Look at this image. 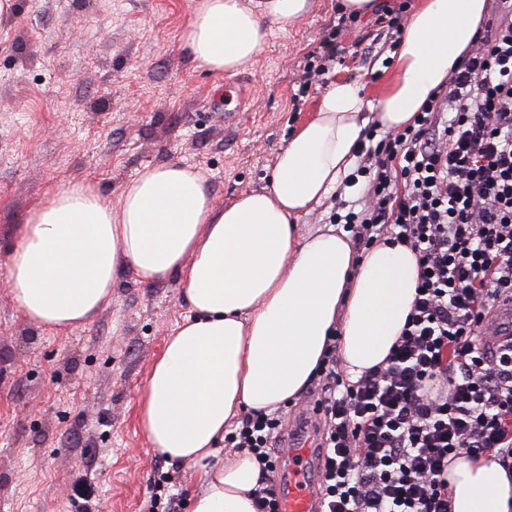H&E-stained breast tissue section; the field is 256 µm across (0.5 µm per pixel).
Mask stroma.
Returning a JSON list of instances; mask_svg holds the SVG:
<instances>
[{
	"label": "stroma",
	"instance_id": "stroma-1",
	"mask_svg": "<svg viewBox=\"0 0 512 512\" xmlns=\"http://www.w3.org/2000/svg\"><path fill=\"white\" fill-rule=\"evenodd\" d=\"M196 0H14L0 16V512H79L75 482L100 512H144L156 469L176 472L190 499L192 468L155 452L139 396L168 336L192 311L178 277L140 282L126 271L110 304L72 329L37 327L6 286L27 216L84 183L117 205L146 165L203 173L217 206L266 187L276 156L310 119L322 85L300 90L305 64L364 85L392 76L394 48L374 17L349 23L343 52L321 41L341 0H312L295 22L267 28L252 64L224 77L184 43Z\"/></svg>",
	"mask_w": 512,
	"mask_h": 512
}]
</instances>
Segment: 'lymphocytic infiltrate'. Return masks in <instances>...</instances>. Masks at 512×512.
Returning <instances> with one entry per match:
<instances>
[{"mask_svg":"<svg viewBox=\"0 0 512 512\" xmlns=\"http://www.w3.org/2000/svg\"><path fill=\"white\" fill-rule=\"evenodd\" d=\"M345 187L361 209L333 206L355 249L415 254L410 314L383 364L357 381L329 337L317 371L323 512H451L448 467L494 457L512 470V335L480 339L512 302V14L485 23L412 123L366 133ZM281 410L253 411L224 437L262 477L256 512H276Z\"/></svg>","mask_w":512,"mask_h":512,"instance_id":"obj_1","label":"lymphocytic infiltrate"}]
</instances>
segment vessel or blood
<instances>
[{
  "label": "vessel or blood",
  "mask_w": 512,
  "mask_h": 512,
  "mask_svg": "<svg viewBox=\"0 0 512 512\" xmlns=\"http://www.w3.org/2000/svg\"><path fill=\"white\" fill-rule=\"evenodd\" d=\"M512 333V303L499 306L482 333L483 342L494 344ZM285 465L276 474L279 512H320L314 475L321 467L320 449L302 439L283 453Z\"/></svg>",
  "instance_id": "1"
}]
</instances>
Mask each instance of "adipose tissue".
Wrapping results in <instances>:
<instances>
[{
	"label": "adipose tissue",
	"instance_id": "1",
	"mask_svg": "<svg viewBox=\"0 0 512 512\" xmlns=\"http://www.w3.org/2000/svg\"><path fill=\"white\" fill-rule=\"evenodd\" d=\"M311 0H200L185 34L195 61L215 73L248 66L265 22L289 24ZM486 0H421L392 55L377 99L354 81H330L314 116L290 137L270 183L217 208L197 169L147 166L117 206L76 184L28 216L6 283L32 324L88 322L108 306L125 270L141 282L179 276L192 311L169 336L139 400L152 448L196 469L192 512H256L255 460L225 447L243 410L271 411L314 377L328 336L350 380L385 360L411 311L418 280L410 248L377 245L356 255L341 227L302 230L350 173L367 121L407 126L458 58L475 44ZM453 512H512V473L496 461L456 459L448 469Z\"/></svg>",
	"mask_w": 512,
	"mask_h": 512
}]
</instances>
